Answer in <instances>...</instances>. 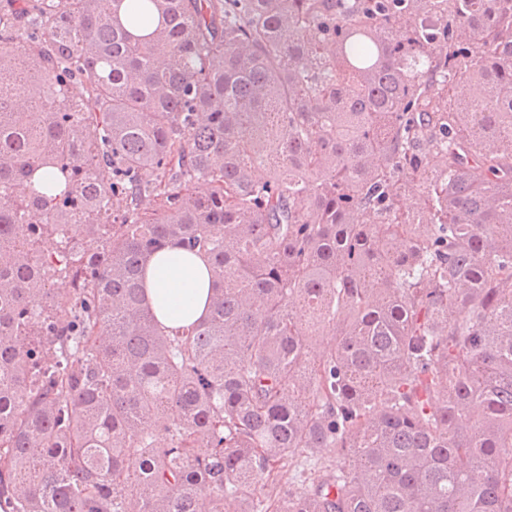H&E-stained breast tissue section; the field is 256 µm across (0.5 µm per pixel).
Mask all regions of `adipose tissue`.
I'll list each match as a JSON object with an SVG mask.
<instances>
[{
    "mask_svg": "<svg viewBox=\"0 0 512 512\" xmlns=\"http://www.w3.org/2000/svg\"><path fill=\"white\" fill-rule=\"evenodd\" d=\"M145 288L150 309L165 327L193 324L209 311L208 264L179 248H167L147 260Z\"/></svg>",
    "mask_w": 512,
    "mask_h": 512,
    "instance_id": "1",
    "label": "adipose tissue"
}]
</instances>
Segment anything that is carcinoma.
I'll use <instances>...</instances> for the list:
<instances>
[{"label":"carcinoma","mask_w":512,"mask_h":512,"mask_svg":"<svg viewBox=\"0 0 512 512\" xmlns=\"http://www.w3.org/2000/svg\"><path fill=\"white\" fill-rule=\"evenodd\" d=\"M203 497L512 512V0H0V512ZM145 288L155 318L169 329L193 324L209 311L208 264L177 247H169L147 260Z\"/></svg>","instance_id":"cac0c4a2"}]
</instances>
